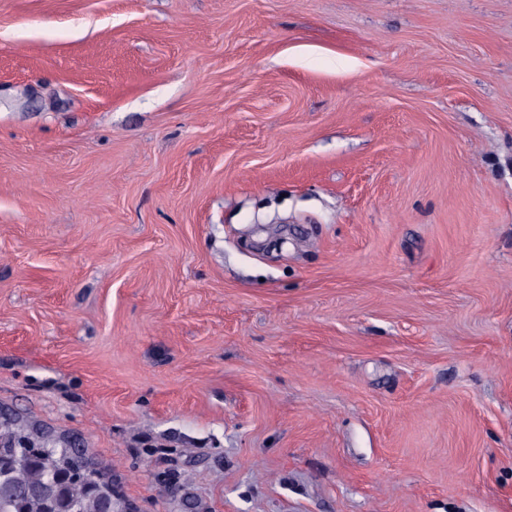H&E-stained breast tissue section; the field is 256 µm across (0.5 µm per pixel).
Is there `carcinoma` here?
<instances>
[{
  "instance_id": "obj_1",
  "label": "carcinoma",
  "mask_w": 512,
  "mask_h": 512,
  "mask_svg": "<svg viewBox=\"0 0 512 512\" xmlns=\"http://www.w3.org/2000/svg\"><path fill=\"white\" fill-rule=\"evenodd\" d=\"M87 451L54 430L0 413V512H129Z\"/></svg>"
}]
</instances>
